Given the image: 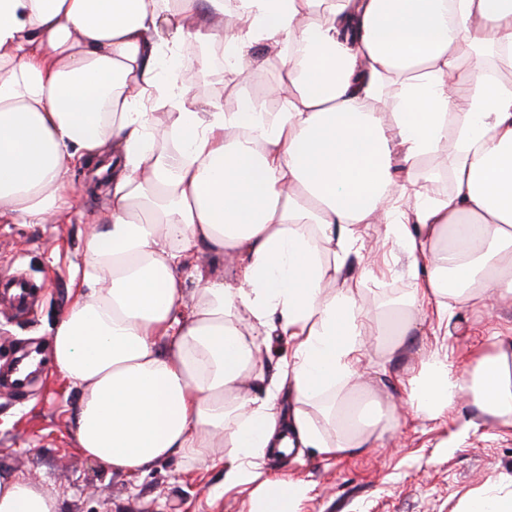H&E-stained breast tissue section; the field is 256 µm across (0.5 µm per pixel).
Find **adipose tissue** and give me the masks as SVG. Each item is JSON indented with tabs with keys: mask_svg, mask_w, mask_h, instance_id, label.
I'll return each mask as SVG.
<instances>
[{
	"mask_svg": "<svg viewBox=\"0 0 512 512\" xmlns=\"http://www.w3.org/2000/svg\"><path fill=\"white\" fill-rule=\"evenodd\" d=\"M264 46L285 75L237 112L190 95L219 52L248 84ZM512 0H0V220L53 224L79 161L112 158L106 219L90 224L51 368L82 391L78 448L134 475L229 448V486L257 512L307 489L258 458L335 456L392 430L349 385L367 347L418 317L512 302ZM445 155L437 197L396 177ZM384 225L410 288L365 313L350 256ZM203 250L226 279L186 271ZM194 297L186 299V282ZM287 337L288 358L265 353ZM408 402L439 422L459 405L512 428V325L467 362L424 354ZM0 512H58L39 476L0 472Z\"/></svg>",
	"mask_w": 512,
	"mask_h": 512,
	"instance_id": "1",
	"label": "adipose tissue"
}]
</instances>
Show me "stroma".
<instances>
[{
    "label": "stroma",
    "instance_id": "obj_1",
    "mask_svg": "<svg viewBox=\"0 0 512 512\" xmlns=\"http://www.w3.org/2000/svg\"><path fill=\"white\" fill-rule=\"evenodd\" d=\"M78 195L72 212L56 224H1L0 275L24 274L39 287L31 311L0 312V368L21 354L44 352L49 330L71 301V277L82 267L86 228L104 220L110 205L108 181L95 167L74 178ZM512 323V305L460 312L447 335L421 337L399 349L393 360L371 349L359 368L383 404L399 402L394 430L374 448L327 458L314 449L268 457L263 472L303 481L308 492L296 512H457L462 498L504 486L512 475V429L479 420L467 437L459 425L474 416L470 407L441 424L416 417L402 405L398 383L407 366L429 349L468 356L487 331ZM81 391L49 377L46 367L22 389L0 385V470L38 472L56 497L59 512H254L252 489L224 483L228 448L204 461L172 456L146 473L127 477L105 471L77 448L68 415Z\"/></svg>",
    "mask_w": 512,
    "mask_h": 512
}]
</instances>
